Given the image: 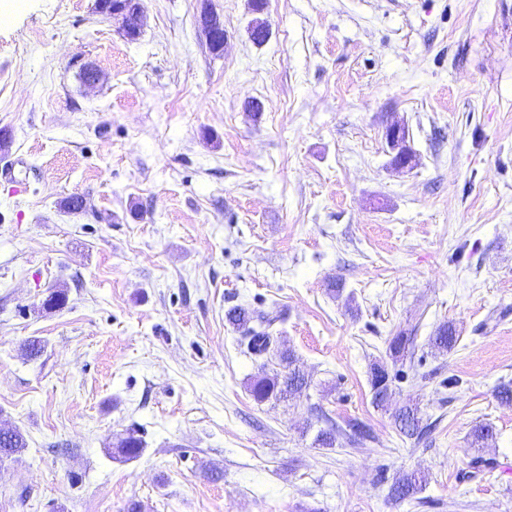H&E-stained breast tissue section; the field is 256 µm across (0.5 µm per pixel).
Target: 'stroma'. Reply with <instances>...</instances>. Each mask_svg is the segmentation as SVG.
Segmentation results:
<instances>
[{"label":"stroma","mask_w":512,"mask_h":512,"mask_svg":"<svg viewBox=\"0 0 512 512\" xmlns=\"http://www.w3.org/2000/svg\"><path fill=\"white\" fill-rule=\"evenodd\" d=\"M140 4L131 41L96 0H0V423L27 438L0 512H512V0ZM239 304L278 316L301 393L253 399L276 362L243 352ZM402 331L380 409L369 368ZM407 402L424 442L394 425ZM330 421L373 439L315 447ZM479 423L495 467L468 480ZM414 470L418 500H388ZM198 24L206 44H212L220 40L224 47V43L226 42L224 27L220 23L212 20V15L208 12L200 13ZM223 47L221 45L212 44L208 50L212 55L219 57L224 53ZM431 345L439 351L451 352L456 348V329L450 323L440 324L430 336Z\"/></svg>","instance_id":"35a3bbf8"}]
</instances>
